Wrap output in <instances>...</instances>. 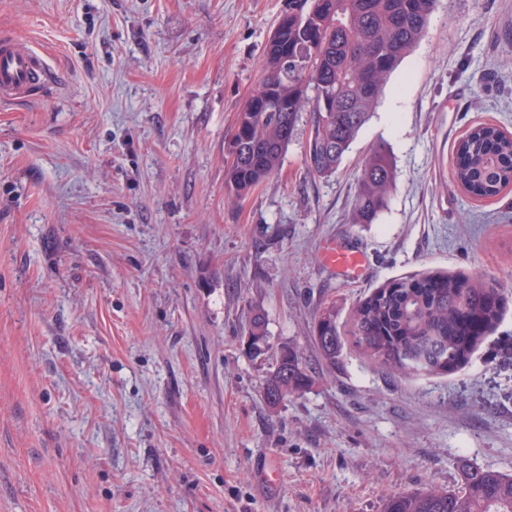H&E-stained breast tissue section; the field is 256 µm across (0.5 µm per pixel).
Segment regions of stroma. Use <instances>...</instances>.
I'll list each match as a JSON object with an SVG mask.
<instances>
[{"label":"stroma","mask_w":512,"mask_h":512,"mask_svg":"<svg viewBox=\"0 0 512 512\" xmlns=\"http://www.w3.org/2000/svg\"><path fill=\"white\" fill-rule=\"evenodd\" d=\"M288 4L0 0V37L59 75L0 103V512H382L455 487L463 458L512 473V187L475 200L454 178L468 130L512 133V0H438L334 176L307 170L305 111L278 172L231 199L229 134ZM381 142L395 189L356 224ZM332 242L363 249L364 278L323 262ZM436 270L505 299L461 367L390 373L349 343L320 358L321 307L343 325ZM284 345L315 381L273 408Z\"/></svg>","instance_id":"stroma-1"}]
</instances>
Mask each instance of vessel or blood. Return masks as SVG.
<instances>
[{"instance_id":"b4317fda","label":"vessel or blood","mask_w":512,"mask_h":512,"mask_svg":"<svg viewBox=\"0 0 512 512\" xmlns=\"http://www.w3.org/2000/svg\"><path fill=\"white\" fill-rule=\"evenodd\" d=\"M52 72L45 58L26 42L0 38V101L13 102L44 85ZM327 261L347 273L361 266V253L331 244L324 250Z\"/></svg>"}]
</instances>
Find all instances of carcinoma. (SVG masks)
Wrapping results in <instances>:
<instances>
[{"label": "carcinoma", "instance_id": "obj_1", "mask_svg": "<svg viewBox=\"0 0 512 512\" xmlns=\"http://www.w3.org/2000/svg\"><path fill=\"white\" fill-rule=\"evenodd\" d=\"M437 0H293L263 51L256 87L237 114L226 162L224 192L242 198L280 168L300 112L310 108L306 163L311 174H336L369 121L389 77L426 33ZM455 180L471 197L487 199L512 186V135L482 124L456 146ZM394 190L390 153L379 143L357 176L352 221L371 224ZM499 289L481 277L432 274L389 281L353 308L341 330L335 306L317 316L314 339L333 364L341 336L380 367L401 373L412 360L445 374L465 362L499 316ZM254 341L268 339L256 311L248 323ZM313 383L301 358L283 346L267 388L283 396ZM383 512H512V475L462 462L456 487L402 492Z\"/></svg>", "mask_w": 512, "mask_h": 512}]
</instances>
